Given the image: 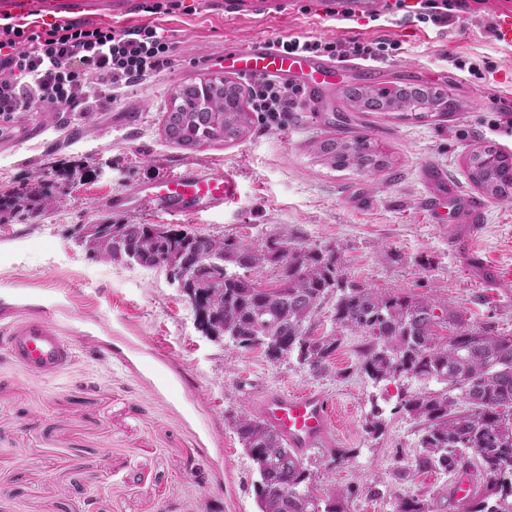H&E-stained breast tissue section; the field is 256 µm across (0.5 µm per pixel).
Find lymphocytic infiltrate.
I'll return each instance as SVG.
<instances>
[{"mask_svg": "<svg viewBox=\"0 0 512 512\" xmlns=\"http://www.w3.org/2000/svg\"><path fill=\"white\" fill-rule=\"evenodd\" d=\"M464 7L463 0H416L412 5L395 0L389 10L445 27ZM275 45L289 53L372 61L383 50L381 42L357 38L323 42L294 36ZM171 63V44L153 24L117 29L73 20L41 24L10 19L0 23V120L35 108L51 112L83 101L97 104L108 92L134 86ZM301 94L300 87L264 79L251 87L254 111L273 121L291 112Z\"/></svg>", "mask_w": 512, "mask_h": 512, "instance_id": "obj_1", "label": "lymphocytic infiltrate"}]
</instances>
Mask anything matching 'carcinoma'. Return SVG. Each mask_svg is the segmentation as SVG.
I'll use <instances>...</instances> for the list:
<instances>
[{
    "label": "carcinoma",
    "mask_w": 512,
    "mask_h": 512,
    "mask_svg": "<svg viewBox=\"0 0 512 512\" xmlns=\"http://www.w3.org/2000/svg\"><path fill=\"white\" fill-rule=\"evenodd\" d=\"M365 112H405L425 104L419 118L448 116L463 103L430 88L382 90L366 84L345 91ZM253 124L241 88L229 79L209 78L179 89L164 121L170 142L187 149L203 143L233 142ZM314 155L334 170L370 173L392 162L366 135L329 137L310 144ZM471 182L489 198H512V154L485 142L466 156ZM54 202L47 188L0 196V211L46 212ZM152 224L104 222L97 257L144 268L185 269L191 280L193 308L202 333L216 334L236 347H260L272 362L290 357L316 374L331 364L342 337L367 336L361 351L364 373L374 382L405 376L422 383L399 394L398 411L418 421L420 451L414 470L463 466L480 475L463 512H512V336L484 328L458 327L451 337L436 328L448 319L425 299L392 291L341 286L334 252L305 246L253 249L236 241L180 228L161 236ZM267 265L280 269L265 287L249 272ZM336 296L335 329L314 336V314ZM439 385L430 389L429 384ZM235 433L257 474L253 487L259 512H346L352 491H337L323 501L313 495L314 472L264 422L248 413L234 421ZM395 512H433L429 501L395 495Z\"/></svg>",
    "instance_id": "obj_1"
}]
</instances>
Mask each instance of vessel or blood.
Returning a JSON list of instances; mask_svg holds the SVG:
<instances>
[{"label": "vessel or blood", "instance_id": "b4317fda", "mask_svg": "<svg viewBox=\"0 0 512 512\" xmlns=\"http://www.w3.org/2000/svg\"><path fill=\"white\" fill-rule=\"evenodd\" d=\"M286 0H239L241 11L255 15L277 14ZM130 0H0V18L37 17L45 20L69 16L94 18L102 14L127 15ZM219 71L241 78H274L283 83L303 82L310 97L322 99L332 89L335 62L307 53H286L265 43L225 47ZM237 196V184L223 166L187 169L154 182H139L116 195V209L148 201L170 219L179 220L202 212L223 211ZM484 208L481 200L456 194H437L431 199L433 212L448 210L458 222H474ZM5 344L9 355L33 371L50 376L69 363L74 355L70 343L55 334L43 316L32 315ZM264 423L295 451L305 454L334 447L343 411L322 390H271L258 405Z\"/></svg>", "mask_w": 512, "mask_h": 512}]
</instances>
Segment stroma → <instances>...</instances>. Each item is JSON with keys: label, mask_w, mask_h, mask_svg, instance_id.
Returning <instances> with one entry per match:
<instances>
[{"label": "stroma", "mask_w": 512, "mask_h": 512, "mask_svg": "<svg viewBox=\"0 0 512 512\" xmlns=\"http://www.w3.org/2000/svg\"><path fill=\"white\" fill-rule=\"evenodd\" d=\"M224 2L183 0L160 20L169 70L91 112H24L0 133V195L51 183L56 198L50 211L0 221V336L44 310L75 352L49 378L0 354V512H258L233 421L265 391L307 388L347 409L334 452L309 458L315 496L353 490L347 512H394L398 494L461 512L448 498L449 474H409L418 425L396 403L418 383H373L360 365L367 337L344 336L318 376L292 359L271 362L205 336L165 271L94 259L77 235L107 219L167 223L151 203L120 211L111 199L135 182L220 164L238 183L237 200L180 227L259 249L331 250L348 284L425 298L451 321L512 336V201L486 199L482 228L458 244L427 213L438 190L428 168L477 198L467 153L483 141L512 153V46L490 29L496 8L512 9V0H467L443 28L401 11L323 19L322 0H289L280 18L230 13ZM291 36L393 43L380 86L442 87L463 107L425 121L361 112L342 95L359 84L347 72L325 110L302 98L282 124L255 117L239 141L187 150L166 140L173 95L227 45ZM356 132L383 146L390 170L336 171L310 151L312 140ZM377 410L384 429L373 435L366 422Z\"/></svg>", "instance_id": "35a3bbf8"}]
</instances>
